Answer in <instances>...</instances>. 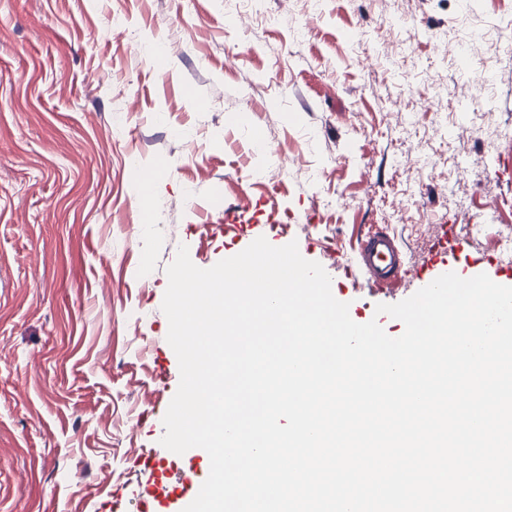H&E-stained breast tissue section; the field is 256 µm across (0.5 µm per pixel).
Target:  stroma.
<instances>
[{"label":"stroma","instance_id":"stroma-1","mask_svg":"<svg viewBox=\"0 0 512 512\" xmlns=\"http://www.w3.org/2000/svg\"><path fill=\"white\" fill-rule=\"evenodd\" d=\"M511 17L512 0H0V512H155L164 470L205 475L201 448L148 460L180 378L161 309L179 246L209 268L297 242L392 337L377 305L415 293L443 237L461 277L474 257L494 275ZM375 230L409 270L379 291L346 271Z\"/></svg>","mask_w":512,"mask_h":512}]
</instances>
